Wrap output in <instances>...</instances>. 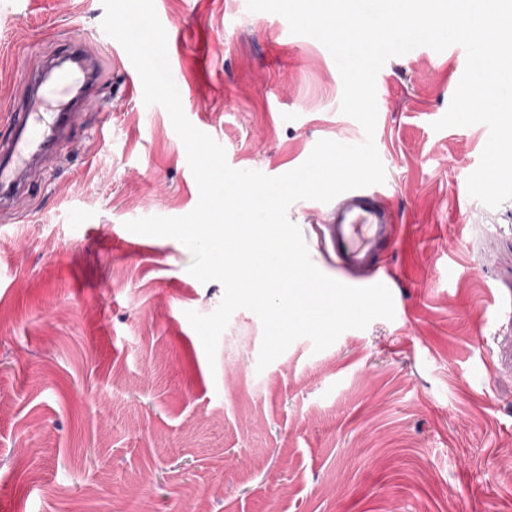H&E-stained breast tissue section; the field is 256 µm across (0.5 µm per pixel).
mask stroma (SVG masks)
<instances>
[{
    "instance_id": "obj_1",
    "label": "stroma",
    "mask_w": 512,
    "mask_h": 512,
    "mask_svg": "<svg viewBox=\"0 0 512 512\" xmlns=\"http://www.w3.org/2000/svg\"><path fill=\"white\" fill-rule=\"evenodd\" d=\"M191 123L268 176L361 133L315 38L245 0H155ZM102 0H0V131L18 58L77 32L105 60L45 191L0 223V512H512V199L472 198L482 125L434 130L466 54L416 47L376 78L374 141L400 223L378 262L394 317L258 369L235 311L208 362L188 322L223 297L189 250L126 222L188 214L199 190L166 110L131 92ZM317 268L339 272L312 201L293 203Z\"/></svg>"
}]
</instances>
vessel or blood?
Returning a JSON list of instances; mask_svg holds the SVG:
<instances>
[{
  "mask_svg": "<svg viewBox=\"0 0 512 512\" xmlns=\"http://www.w3.org/2000/svg\"><path fill=\"white\" fill-rule=\"evenodd\" d=\"M25 96L10 114L11 134L0 139V216L45 185L53 163L69 149L86 111L98 102L102 56L79 34L63 50L24 66ZM324 210L337 266L349 273L373 269L379 253L399 236L392 198L374 185L345 192Z\"/></svg>",
  "mask_w": 512,
  "mask_h": 512,
  "instance_id": "b4317fda",
  "label": "vessel or blood"
}]
</instances>
